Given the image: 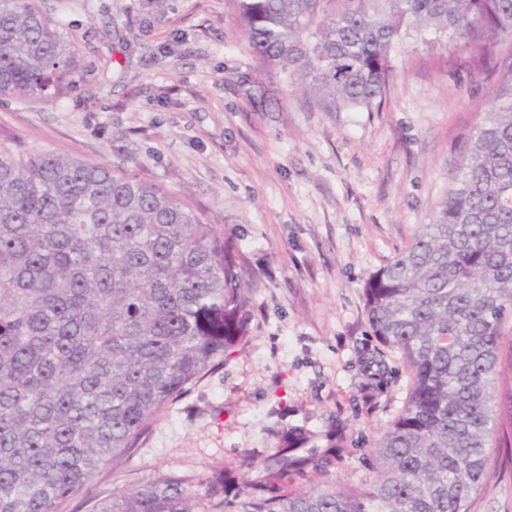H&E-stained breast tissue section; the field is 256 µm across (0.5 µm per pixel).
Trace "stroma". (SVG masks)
<instances>
[{
    "label": "stroma",
    "mask_w": 512,
    "mask_h": 512,
    "mask_svg": "<svg viewBox=\"0 0 512 512\" xmlns=\"http://www.w3.org/2000/svg\"><path fill=\"white\" fill-rule=\"evenodd\" d=\"M75 47L57 101L0 98V132L160 184L231 244L250 275L244 336L223 365L151 421L129 459L103 465L59 512H98L151 477L204 497L225 477L232 512L288 430L337 458L290 487L374 479L368 451L401 413L410 377L389 352L384 381L364 286L429 223L454 184L459 145L491 105L478 53L408 39L373 112H326L295 86L254 85L239 0H41ZM469 512H512V460Z\"/></svg>",
    "instance_id": "stroma-1"
}]
</instances>
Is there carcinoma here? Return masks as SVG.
Instances as JSON below:
<instances>
[{"label": "carcinoma", "instance_id": "cac0c4a2", "mask_svg": "<svg viewBox=\"0 0 512 512\" xmlns=\"http://www.w3.org/2000/svg\"><path fill=\"white\" fill-rule=\"evenodd\" d=\"M269 79L330 112L380 105L413 34L469 51L512 43V0H240ZM37 0H0V96L64 89L74 46ZM373 337L410 373L403 411L362 486L285 484L318 461L288 435L235 512H468L512 392L491 386L512 338V57L431 222L366 283ZM248 274L214 226L164 187L0 138V512H58L241 337ZM213 478L209 507L224 504ZM173 476L100 512H199Z\"/></svg>", "mask_w": 512, "mask_h": 512}]
</instances>
